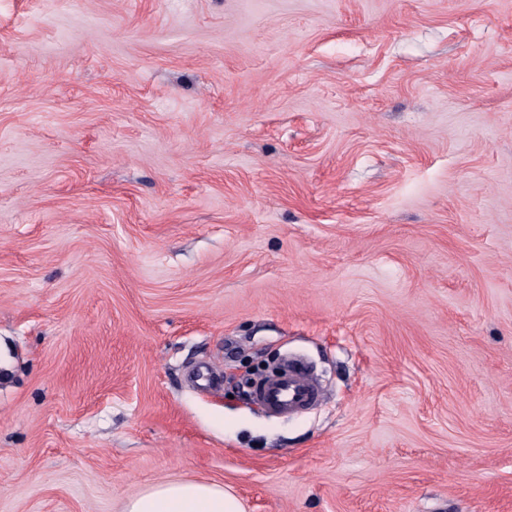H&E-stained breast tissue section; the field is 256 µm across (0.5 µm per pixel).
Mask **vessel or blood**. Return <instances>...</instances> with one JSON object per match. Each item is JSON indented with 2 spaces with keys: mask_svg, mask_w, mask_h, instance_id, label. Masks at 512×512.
<instances>
[{
  "mask_svg": "<svg viewBox=\"0 0 512 512\" xmlns=\"http://www.w3.org/2000/svg\"><path fill=\"white\" fill-rule=\"evenodd\" d=\"M254 399L275 414H291L315 403L321 391L299 360L289 361L276 376L253 384Z\"/></svg>",
  "mask_w": 512,
  "mask_h": 512,
  "instance_id": "1",
  "label": "vessel or blood"
}]
</instances>
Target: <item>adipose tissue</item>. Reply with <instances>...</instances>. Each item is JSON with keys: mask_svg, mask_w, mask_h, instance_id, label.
<instances>
[{"mask_svg": "<svg viewBox=\"0 0 512 512\" xmlns=\"http://www.w3.org/2000/svg\"><path fill=\"white\" fill-rule=\"evenodd\" d=\"M123 512H244V508L219 483L172 479L128 498Z\"/></svg>", "mask_w": 512, "mask_h": 512, "instance_id": "1", "label": "adipose tissue"}]
</instances>
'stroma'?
<instances>
[{
    "mask_svg": "<svg viewBox=\"0 0 512 512\" xmlns=\"http://www.w3.org/2000/svg\"><path fill=\"white\" fill-rule=\"evenodd\" d=\"M173 478L512 512V0H0V512ZM254 399L275 414H291L315 403L321 391L300 360H290L276 376L252 385Z\"/></svg>",
    "mask_w": 512,
    "mask_h": 512,
    "instance_id": "stroma-1",
    "label": "stroma"
}]
</instances>
